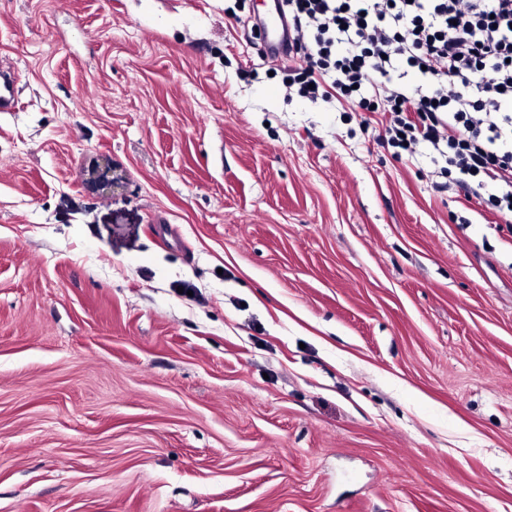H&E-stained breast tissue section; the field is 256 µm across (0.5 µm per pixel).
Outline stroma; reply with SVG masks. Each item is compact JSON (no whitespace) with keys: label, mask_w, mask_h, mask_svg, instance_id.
I'll return each mask as SVG.
<instances>
[{"label":"stroma","mask_w":512,"mask_h":512,"mask_svg":"<svg viewBox=\"0 0 512 512\" xmlns=\"http://www.w3.org/2000/svg\"><path fill=\"white\" fill-rule=\"evenodd\" d=\"M264 14L0 0V512H512V217ZM267 34L268 43L272 49H277L280 54L279 47L286 36V25L283 17L274 6L270 12L267 22L264 24Z\"/></svg>","instance_id":"35a3bbf8"}]
</instances>
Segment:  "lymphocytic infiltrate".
Returning <instances> with one entry per match:
<instances>
[{
    "label": "lymphocytic infiltrate",
    "mask_w": 512,
    "mask_h": 512,
    "mask_svg": "<svg viewBox=\"0 0 512 512\" xmlns=\"http://www.w3.org/2000/svg\"><path fill=\"white\" fill-rule=\"evenodd\" d=\"M307 68L288 90L385 112L388 144L427 143L464 198L512 215V0H281ZM419 81L414 92L406 74Z\"/></svg>",
    "instance_id": "obj_1"
}]
</instances>
